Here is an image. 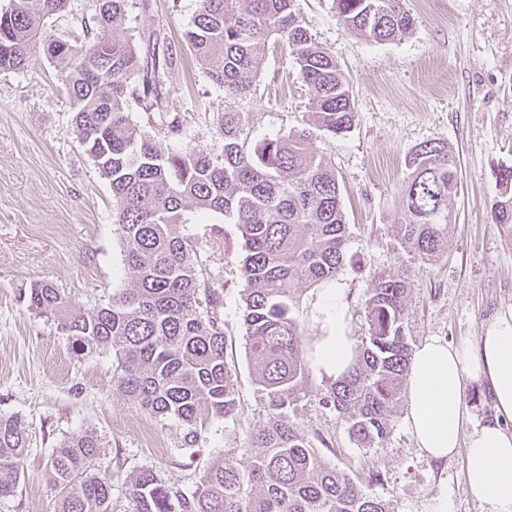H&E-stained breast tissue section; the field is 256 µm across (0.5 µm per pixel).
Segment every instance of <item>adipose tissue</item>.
<instances>
[{"instance_id": "obj_1", "label": "adipose tissue", "mask_w": 512, "mask_h": 512, "mask_svg": "<svg viewBox=\"0 0 512 512\" xmlns=\"http://www.w3.org/2000/svg\"><path fill=\"white\" fill-rule=\"evenodd\" d=\"M328 334L316 337L312 368L337 378L353 364L356 343L343 288L325 289ZM486 381L494 418L466 431L461 403L468 382ZM408 424L418 448L435 458L464 450V476L474 499L487 512H512V308L500 312L480 338L478 351L432 339L416 348L408 378Z\"/></svg>"}]
</instances>
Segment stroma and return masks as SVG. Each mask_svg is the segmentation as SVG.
Listing matches in <instances>:
<instances>
[{
  "label": "stroma",
  "mask_w": 512,
  "mask_h": 512,
  "mask_svg": "<svg viewBox=\"0 0 512 512\" xmlns=\"http://www.w3.org/2000/svg\"><path fill=\"white\" fill-rule=\"evenodd\" d=\"M415 19L402 39L377 43L348 30L333 0H296V12L315 41L335 51L349 82L355 120L334 137L316 127L308 86L287 46L268 47L249 93L231 99L214 85L187 49L184 30L197 0H127L118 35L141 45L159 32L179 55L164 86L182 121L174 135L152 126L142 105L134 120L165 152L224 150L219 121L242 117L241 138L254 145L306 132L312 152L333 166L349 226L351 264L338 275L347 312L360 330L376 273L413 271L407 298L412 346L436 338L477 348L496 315L512 307V238L488 211L501 192L499 170L512 166V0H403ZM72 107L47 61L27 72H0V416L27 429L24 476L0 512H58L46 479L54 449L84 431L97 435L95 470L112 480V512H134L130 476L153 470L183 492L203 467L233 453L248 465L247 436L266 419L252 382L241 326V238L223 215L186 207L180 235L197 249L200 279L222 289L227 359L238 377L233 418H214L193 446L184 427L155 417L119 389L109 349L74 352L53 321L28 310L20 289L45 280L73 304L107 303L134 276L120 262L112 222V191L79 145ZM438 139L458 163L459 190L450 206L448 253L418 269L395 247L399 190L415 146ZM401 400L391 434L376 448L357 447L337 413L310 402L294 420L322 463L356 475L377 466L372 493L394 512H431L447 498L449 512H483L465 483L462 455L435 460L417 448Z\"/></svg>",
  "instance_id": "1"
}]
</instances>
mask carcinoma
<instances>
[{"instance_id":"1","label":"carcinoma","mask_w":512,"mask_h":512,"mask_svg":"<svg viewBox=\"0 0 512 512\" xmlns=\"http://www.w3.org/2000/svg\"><path fill=\"white\" fill-rule=\"evenodd\" d=\"M98 2L95 27L75 20L84 42L74 45L47 27L68 0H13L0 11V20H7L0 28V71L24 72L41 59L58 68L79 144L111 186L121 262L134 273V285L88 310L47 281L30 285L21 297L29 310L53 319L76 351L112 349L119 389L150 414L180 422L185 442L192 443L206 420L234 415L237 375L225 357L223 289L200 281L193 245L177 225L188 203L222 214L241 234L242 321L252 377L267 408L266 421L248 435L254 453L247 469L226 454L203 470L190 493L142 470L127 482L135 512H394L363 478L322 464L292 415L316 398L344 419L358 447L385 441L412 356L406 333L410 275L374 276L355 363L323 392H310L311 339L300 318L298 286L336 279L348 259V224L334 169L310 151L303 133L247 148L235 112L224 113L221 156L162 152L132 118L130 102L179 133L161 81V70L176 57L159 62L116 36L127 0ZM294 2L198 0L184 41L232 99L249 91L267 40L285 42L310 88L315 125L341 135L355 117L348 82L336 54L300 24ZM334 5L344 26L377 42L400 39L414 25L402 0ZM406 165L397 244L419 265H432L448 251L457 163L447 143L430 140L414 148ZM499 181L503 192L490 217L512 237V166L500 169ZM27 441L21 420L0 417V498L15 492ZM99 448L97 436L85 431L53 452L47 477L59 512H112V482L93 470Z\"/></svg>"}]
</instances>
